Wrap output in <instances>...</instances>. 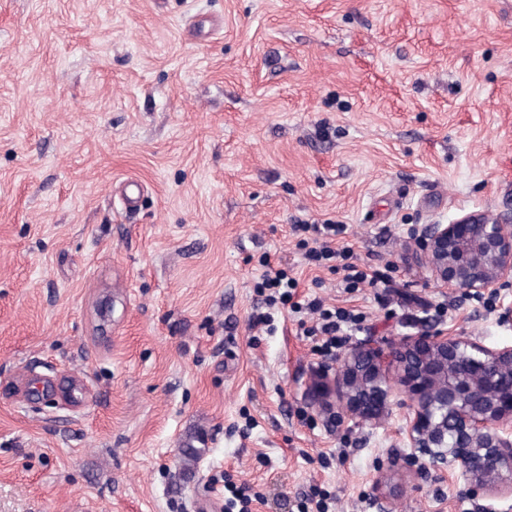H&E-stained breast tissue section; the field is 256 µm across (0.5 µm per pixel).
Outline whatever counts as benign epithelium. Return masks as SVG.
I'll use <instances>...</instances> for the list:
<instances>
[{"instance_id":"benign-epithelium-1","label":"benign epithelium","mask_w":512,"mask_h":512,"mask_svg":"<svg viewBox=\"0 0 512 512\" xmlns=\"http://www.w3.org/2000/svg\"><path fill=\"white\" fill-rule=\"evenodd\" d=\"M413 252L428 258L437 287L462 296L512 286V226L482 214L428 225ZM307 392L339 425L404 408L420 466L460 471L472 496L512 494V346L491 349L431 325L392 342L386 366L368 343L322 363Z\"/></svg>"}]
</instances>
